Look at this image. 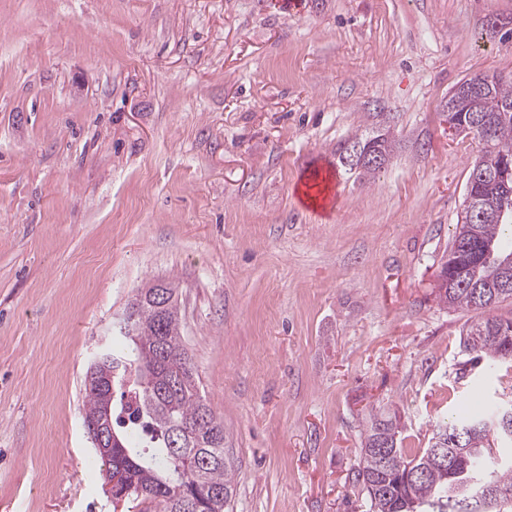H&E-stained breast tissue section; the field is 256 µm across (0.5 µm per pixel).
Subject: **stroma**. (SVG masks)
Returning a JSON list of instances; mask_svg holds the SVG:
<instances>
[{"mask_svg":"<svg viewBox=\"0 0 512 512\" xmlns=\"http://www.w3.org/2000/svg\"><path fill=\"white\" fill-rule=\"evenodd\" d=\"M479 74L512 76V0H0V512H114L84 377L159 278L233 512H370V411L413 456L511 394L433 293L483 151L448 93ZM380 112L395 151L360 179L336 148Z\"/></svg>","mask_w":512,"mask_h":512,"instance_id":"1","label":"stroma"}]
</instances>
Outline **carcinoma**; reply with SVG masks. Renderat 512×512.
<instances>
[{"label": "carcinoma", "instance_id": "1", "mask_svg": "<svg viewBox=\"0 0 512 512\" xmlns=\"http://www.w3.org/2000/svg\"><path fill=\"white\" fill-rule=\"evenodd\" d=\"M489 82L478 99L472 100L461 89L448 95V106L455 116L469 120L471 108L478 109L476 129L490 146L475 162L486 173L497 171L499 151L512 149V83L497 77L474 76L471 83ZM382 132L355 137L351 142L380 149L389 157L391 139L379 140ZM475 199L477 211L460 221L442 260L468 246L492 247L494 256L512 257L498 251L504 225L495 219L502 202H512L487 186H474L465 199ZM493 269L473 260L463 279L454 288H436L439 303L450 308L473 310L479 319L465 329L463 346L476 363L512 360V347L504 336L512 334V317L491 314L504 301L512 300L511 288H497L486 298L476 297L477 289L488 287ZM151 289L139 288L130 301L144 335L121 336L124 345L107 348L96 355L84 378V422L112 428L121 447L108 456L96 454L105 467V476L118 469L126 473L124 489L112 494V502L138 501L152 512H227L237 479L234 464L224 454V421L207 407L199 391V379L184 344L178 287L165 283L169 308L164 311L163 330L155 328L157 312L148 299ZM129 377L127 391L116 388V397L94 385L105 376ZM501 403L483 399L480 409L461 414L456 421L440 426L432 439L450 441L456 428L472 427L468 440L479 453L457 458L448 451V460L431 449L413 458L393 443L389 448L375 444L384 436L399 434L397 415L369 413L365 418L364 444L360 448L356 482L370 499L372 512H447L449 494L474 481L501 494L500 512H512V435L503 431ZM190 426L192 432L181 448L169 447V431Z\"/></svg>", "mask_w": 512, "mask_h": 512}]
</instances>
